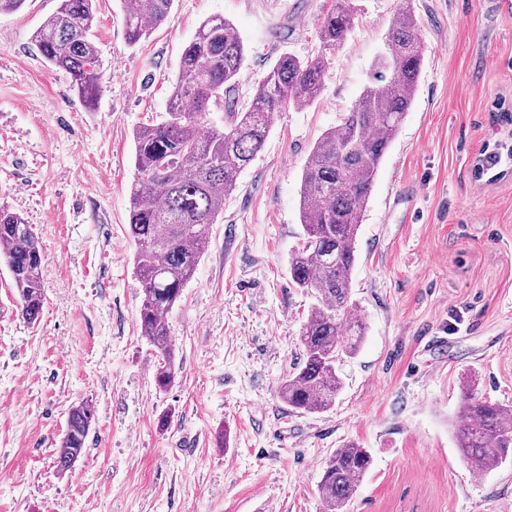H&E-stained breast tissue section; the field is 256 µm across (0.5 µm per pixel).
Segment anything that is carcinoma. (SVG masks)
Wrapping results in <instances>:
<instances>
[{"label":"carcinoma","instance_id":"carcinoma-1","mask_svg":"<svg viewBox=\"0 0 512 512\" xmlns=\"http://www.w3.org/2000/svg\"><path fill=\"white\" fill-rule=\"evenodd\" d=\"M174 0H124V26L131 45L158 27ZM94 0H59L34 35L38 52L69 74L73 90L91 109L101 92L103 63L93 40ZM355 15L339 2L321 18L319 38L334 49L352 30ZM423 43L411 0L391 23L374 83L353 110L325 132L302 174L304 238L289 261L293 284L314 294L300 342L303 359L282 378L278 397L296 413L322 412L342 389L337 364L354 354L363 324L351 313V272L365 205L386 148L409 109L417 85ZM245 46L222 16L205 19L185 47L166 117L134 132L135 173L129 187V232L136 244L141 283L139 325L160 357L155 381L166 388L176 378V357L167 314L180 299L208 244L209 226L237 188L239 173L259 153L274 115L308 104L323 91L325 61L284 55L256 86L249 106L238 108ZM224 112V125L208 115ZM0 260L19 296L21 317L36 322L44 304L42 250L31 225L0 209ZM464 424L458 448L475 476L499 467L512 453V409L462 394ZM95 421L87 402L70 407L56 451L55 468L71 470L85 452ZM371 466L369 451L356 444L336 449L325 461L318 486L324 512H343Z\"/></svg>","mask_w":512,"mask_h":512}]
</instances>
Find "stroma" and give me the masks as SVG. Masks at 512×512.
<instances>
[{"label": "stroma", "instance_id": "stroma-1", "mask_svg": "<svg viewBox=\"0 0 512 512\" xmlns=\"http://www.w3.org/2000/svg\"><path fill=\"white\" fill-rule=\"evenodd\" d=\"M333 2L175 0L132 46L123 0H96L91 111L33 42L58 0L0 13V208L38 238L46 297L24 321L0 265V512H321L322 466L349 442L372 464L347 512H512V458L474 476L454 438L467 379L512 405V163L492 183L472 172L484 147L512 144L494 118L512 110V0H411L421 75L351 273L365 335L329 410L297 414L277 394L315 302L288 274L303 168L357 104L404 0H349L355 26L328 50L317 32ZM214 15L246 48L240 104L284 54L323 56L327 76L313 103L275 116L225 197L168 314L178 369L160 389L128 231L133 133L164 115L182 51ZM80 401L95 422L61 476L55 451Z\"/></svg>", "mask_w": 512, "mask_h": 512}]
</instances>
